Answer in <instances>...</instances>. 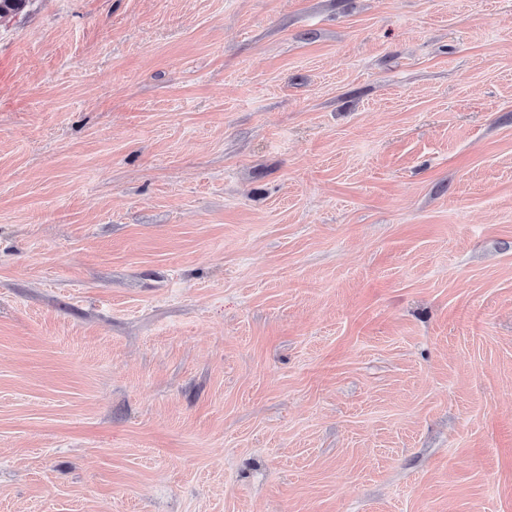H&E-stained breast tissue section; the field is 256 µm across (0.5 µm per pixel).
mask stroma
Segmentation results:
<instances>
[{
    "label": "stroma",
    "mask_w": 512,
    "mask_h": 512,
    "mask_svg": "<svg viewBox=\"0 0 512 512\" xmlns=\"http://www.w3.org/2000/svg\"><path fill=\"white\" fill-rule=\"evenodd\" d=\"M0 512H512V0L1 21Z\"/></svg>",
    "instance_id": "35a3bbf8"
}]
</instances>
